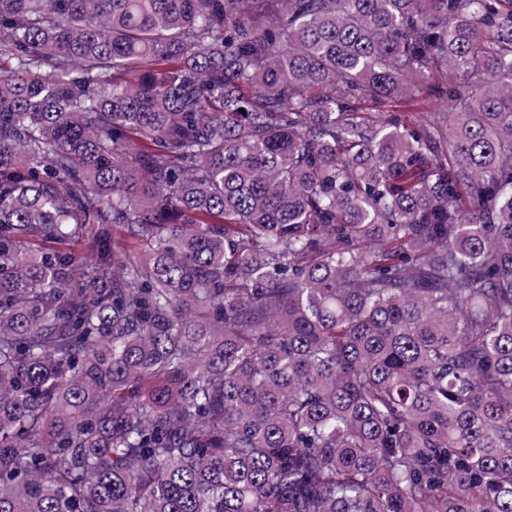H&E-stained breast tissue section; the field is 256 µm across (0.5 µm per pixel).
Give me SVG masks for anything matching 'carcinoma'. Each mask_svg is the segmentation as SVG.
Instances as JSON below:
<instances>
[{
    "instance_id": "1",
    "label": "carcinoma",
    "mask_w": 512,
    "mask_h": 512,
    "mask_svg": "<svg viewBox=\"0 0 512 512\" xmlns=\"http://www.w3.org/2000/svg\"><path fill=\"white\" fill-rule=\"evenodd\" d=\"M0 512H512V0H0Z\"/></svg>"
}]
</instances>
